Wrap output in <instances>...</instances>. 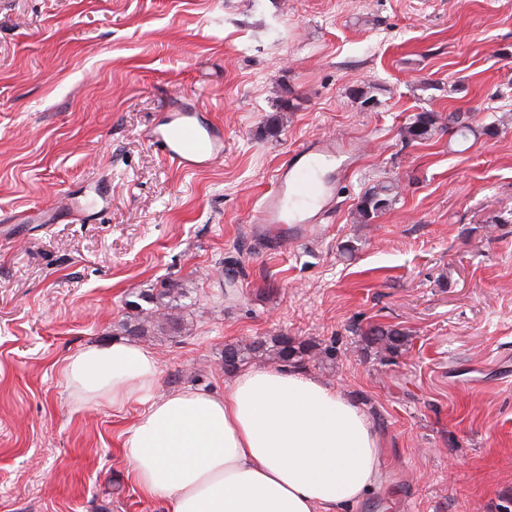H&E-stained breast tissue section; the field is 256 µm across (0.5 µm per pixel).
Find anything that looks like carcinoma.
<instances>
[{
    "instance_id": "obj_1",
    "label": "carcinoma",
    "mask_w": 512,
    "mask_h": 512,
    "mask_svg": "<svg viewBox=\"0 0 512 512\" xmlns=\"http://www.w3.org/2000/svg\"><path fill=\"white\" fill-rule=\"evenodd\" d=\"M448 128L464 137L470 131L466 117L460 111L448 113ZM440 129V117L432 111L417 113L409 126L404 128L408 141L423 143L435 136ZM399 187L392 181H380L371 186L359 198L356 205V221L369 224L379 214L390 209L397 201ZM189 289L179 281H165L150 292H141L136 299L126 302L128 315L118 327L124 336L142 338L165 332L180 333L184 328L183 300ZM360 340L368 348L376 349V355L385 360L400 354L408 342L406 332L392 327L370 325L360 330ZM268 356L283 365L305 367L311 362L321 365L333 361L331 350L314 342L298 341L286 334L269 340L254 339L245 343L227 344L222 362L224 370L233 372L261 356Z\"/></svg>"
}]
</instances>
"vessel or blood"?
<instances>
[{"instance_id": "1", "label": "vessel or blood", "mask_w": 512, "mask_h": 512, "mask_svg": "<svg viewBox=\"0 0 512 512\" xmlns=\"http://www.w3.org/2000/svg\"><path fill=\"white\" fill-rule=\"evenodd\" d=\"M146 138L164 158L186 171L211 167L224 156L223 127L206 120L193 102H174L163 121L147 129ZM349 167V152L335 139L303 144L279 168L251 223L262 233L298 237L327 217L336 194L335 177ZM89 207L86 195L66 194L40 207L39 215L42 223L57 224L65 215L82 213Z\"/></svg>"}]
</instances>
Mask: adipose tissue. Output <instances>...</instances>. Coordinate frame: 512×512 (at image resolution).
I'll return each instance as SVG.
<instances>
[{
  "label": "adipose tissue",
  "mask_w": 512,
  "mask_h": 512,
  "mask_svg": "<svg viewBox=\"0 0 512 512\" xmlns=\"http://www.w3.org/2000/svg\"><path fill=\"white\" fill-rule=\"evenodd\" d=\"M155 353L124 340L68 358L70 395L140 412L124 442L137 486L170 512H341L383 465L367 414L303 370L245 367L224 393L156 389Z\"/></svg>",
  "instance_id": "adipose-tissue-1"
}]
</instances>
